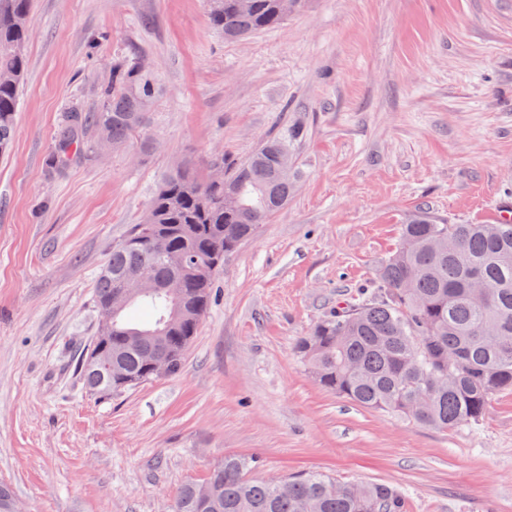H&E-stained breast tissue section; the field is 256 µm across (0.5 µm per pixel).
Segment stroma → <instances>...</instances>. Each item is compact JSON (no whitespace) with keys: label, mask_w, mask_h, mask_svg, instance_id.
I'll return each mask as SVG.
<instances>
[{"label":"stroma","mask_w":512,"mask_h":512,"mask_svg":"<svg viewBox=\"0 0 512 512\" xmlns=\"http://www.w3.org/2000/svg\"><path fill=\"white\" fill-rule=\"evenodd\" d=\"M16 137L0 156V484L26 512H167L228 456L391 485L404 512H512V391L439 432L322 388L294 346L377 268L424 208L492 224L512 207V0H305L230 43L205 0H32ZM158 81L143 135L63 171L72 109L112 66ZM295 126L297 189L228 255L180 370L108 397L80 362L94 285L164 174L245 160Z\"/></svg>","instance_id":"stroma-1"}]
</instances>
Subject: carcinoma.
<instances>
[{
    "instance_id": "cac0c4a2",
    "label": "carcinoma",
    "mask_w": 512,
    "mask_h": 512,
    "mask_svg": "<svg viewBox=\"0 0 512 512\" xmlns=\"http://www.w3.org/2000/svg\"><path fill=\"white\" fill-rule=\"evenodd\" d=\"M30 0H0V155L16 135L19 86L32 34ZM283 0H207L209 24L226 40L276 28L287 18ZM158 95L155 77L137 58L112 67V85L92 112L72 110L51 158L64 166L80 150L89 127L109 147L125 145L148 124ZM263 142L247 159L225 165L212 181L191 164L170 170L148 209L152 232L132 227L112 246L95 284L99 317L112 295L140 273L156 288L112 313L109 379L83 358L84 383L100 397L151 380L150 354L167 356L177 371L213 299L224 256L253 237L288 205L296 179L288 140ZM178 284L170 293L165 285ZM371 299L351 301L322 316L296 346L319 384L367 409L401 415L438 431L476 424L491 398L512 388V223L439 224L411 214L401 246L377 270ZM139 305L154 317L140 327L128 316ZM256 456L226 458L204 482L185 485L172 512H402L401 495L384 483L357 485L322 473L255 480ZM0 512H19L12 490L0 484Z\"/></svg>"
}]
</instances>
